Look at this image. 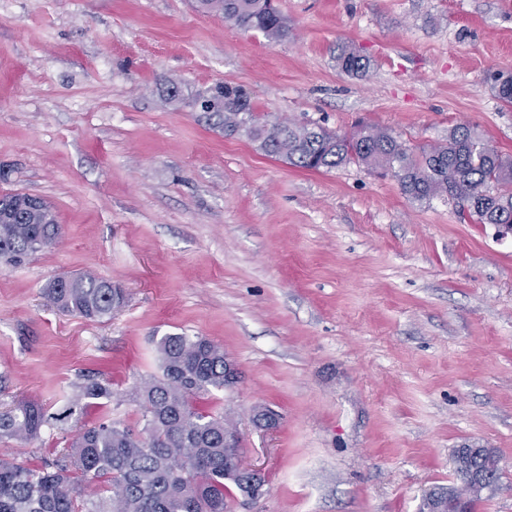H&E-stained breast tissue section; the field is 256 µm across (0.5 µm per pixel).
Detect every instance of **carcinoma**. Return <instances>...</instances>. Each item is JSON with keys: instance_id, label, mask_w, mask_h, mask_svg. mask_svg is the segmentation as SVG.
<instances>
[{"instance_id": "1", "label": "carcinoma", "mask_w": 512, "mask_h": 512, "mask_svg": "<svg viewBox=\"0 0 512 512\" xmlns=\"http://www.w3.org/2000/svg\"><path fill=\"white\" fill-rule=\"evenodd\" d=\"M203 13L267 38H288V20L273 0H196ZM347 74L368 69V60L350 48L338 57ZM495 96L512 108V75L494 78ZM208 110L218 115L224 134H244L264 154L308 171L332 170L351 163L381 175H392L409 199L455 200L461 220L475 224L512 225V160L469 126L448 131V141L412 149L387 129L365 125L350 135L321 126L290 122L267 123L255 113L249 93L224 84L208 97ZM24 193L8 192L0 200L17 206L10 221L0 223V264L18 266L34 253L57 242L61 225L50 210L30 212L18 207ZM45 293L62 312L90 321L112 318L127 303L125 289L94 276H59ZM161 375L140 382L134 401L141 407L142 432L122 421L105 418L80 430L67 442L70 453L31 467L15 457L0 458V512H227L231 489L257 498L265 476L242 473L241 444L228 446L230 417L204 411L199 403L228 382L224 349L204 336L171 334L156 343ZM112 398L110 384L89 378L78 387L68 407L53 413L28 397L0 411V443L27 442L45 428ZM457 478L473 469L502 477L497 455H465ZM99 485L87 492V479Z\"/></svg>"}]
</instances>
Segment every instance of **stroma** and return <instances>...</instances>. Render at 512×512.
<instances>
[{
    "instance_id": "35a3bbf8",
    "label": "stroma",
    "mask_w": 512,
    "mask_h": 512,
    "mask_svg": "<svg viewBox=\"0 0 512 512\" xmlns=\"http://www.w3.org/2000/svg\"><path fill=\"white\" fill-rule=\"evenodd\" d=\"M274 42L194 0H0V192L36 194L62 237L0 266V411H62L86 378L112 399L63 430L10 443L32 465L103 417L141 429L128 399L156 343L204 336L240 372L206 410L236 427L267 483L228 512H418L453 487L458 448L503 475L476 512H512V234L418 203L349 164L309 172L226 136L199 98L246 86L256 113L410 147L478 131L512 158V0H275ZM351 46L362 75L336 57ZM87 273L125 288L112 319L56 310L46 284ZM273 410L258 427L255 407Z\"/></svg>"
}]
</instances>
